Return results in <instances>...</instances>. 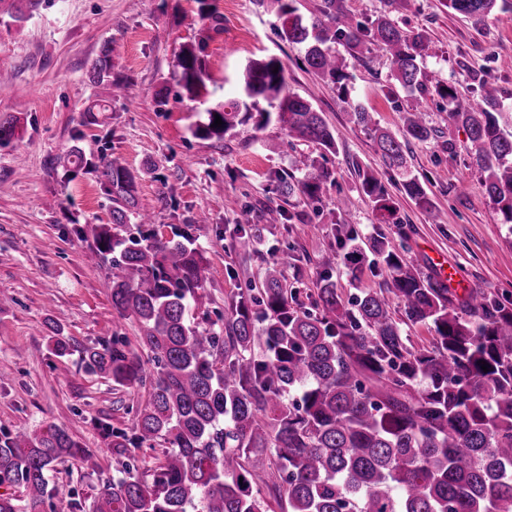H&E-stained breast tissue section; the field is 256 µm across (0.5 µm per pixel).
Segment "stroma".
I'll use <instances>...</instances> for the list:
<instances>
[{
  "mask_svg": "<svg viewBox=\"0 0 512 512\" xmlns=\"http://www.w3.org/2000/svg\"><path fill=\"white\" fill-rule=\"evenodd\" d=\"M221 22L203 31L198 0H43L21 22L0 19V118L17 117L15 139L0 147V430L64 427L92 450L99 468L90 472L72 459L48 475L55 499L90 506L102 479L123 469V458L106 448L100 425L131 426L132 405L145 396L90 374L83 348L125 337L136 343L135 323L112 311L109 263L91 265L92 224L112 221V201L95 174L71 173L58 159L72 146L87 157L117 158L138 176L141 212L164 237L187 232L208 260L202 307L220 311L238 289L259 287L272 252L293 248L281 265L289 287L314 294L321 254L336 245L330 219L342 214L361 240L385 234L427 275L439 265L455 268L472 289L512 299V228L502 224L486 195L465 130L452 122L447 100L432 96L427 112L438 140L411 146L408 164L424 180L432 202L418 208L401 192L393 197L402 224L381 223L358 189L355 166L380 177L390 173L370 135L355 127L332 86L299 67L301 51L282 42L274 18L252 0H210ZM357 21L385 13L405 31H426L428 54L421 67L431 80L454 84L460 100L477 98L483 82L504 92L512 111V13L481 25L448 10L444 0H343ZM207 34L204 86L189 99L173 74L183 46ZM119 50L112 81L101 86L87 71L105 42ZM273 56L285 67L288 87L323 112L338 149L326 153L288 138L276 125L257 131L238 127L223 140L194 136L208 109L236 98L248 59ZM354 101L374 112L380 126L401 128L400 112L414 96L390 94L392 64L379 46L347 56ZM104 111H95V104ZM452 150L441 148L442 141ZM333 172L321 198L302 196L281 204L276 173L292 168L297 154ZM283 205L286 221L272 226L244 256L224 228L242 211ZM73 339L66 357L53 349V333ZM68 370L56 377V368Z\"/></svg>",
  "mask_w": 512,
  "mask_h": 512,
  "instance_id": "stroma-1",
  "label": "stroma"
}]
</instances>
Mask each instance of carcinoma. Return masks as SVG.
Returning a JSON list of instances; mask_svg holds the SVG:
<instances>
[{
  "mask_svg": "<svg viewBox=\"0 0 512 512\" xmlns=\"http://www.w3.org/2000/svg\"><path fill=\"white\" fill-rule=\"evenodd\" d=\"M39 2L0 0V15L23 20ZM253 3L276 17L281 40L301 48L305 69L336 88L350 121L371 135L399 177V191L428 207L425 183L405 153L411 142L435 139L427 113L418 103L402 112L399 137L382 128L373 112L351 101L345 60L335 49L381 46L400 87L425 95L426 35L405 32L387 15L356 22L341 0H320L309 18L299 0ZM445 6L477 23L512 12V0H445ZM206 40L184 46L179 57L178 81L192 97L203 86ZM114 51L106 43L91 63L93 84L110 82ZM438 92L454 104L449 119L466 131L502 223L512 224V113L501 91L485 82L479 98L465 103L448 85ZM207 114L194 128L201 139H221L256 117L259 127L274 121L288 137L336 152L322 113L288 90L284 67L273 57L248 60L240 98ZM217 115L220 127L213 126ZM17 123L0 119V146L13 141ZM67 162L74 174L95 169L112 195V225H95L86 258L109 262L112 309L137 325L138 345L147 351L142 357L119 336L83 351L89 372L147 392L131 427H101L106 445L129 463L101 485L93 512H269L261 496L268 485L283 491L281 512H512L511 299L460 294L420 272L386 237L364 247L357 231L338 220L337 250L321 255L323 274L310 303L286 288L273 261L261 286L237 292L214 322L196 312L208 264L190 236L120 234L134 214L141 224L150 220L138 213L135 174L116 158L94 162L78 147ZM295 167L302 178L276 175L285 198L317 199L333 182L329 170L304 155ZM355 172L382 223H401L384 182L359 165ZM282 217L283 209L268 207L263 223L246 218L224 232L237 251L251 254L266 225ZM338 261L368 267L385 287L345 299L328 275ZM416 324L432 332L419 351L408 347L402 329ZM158 448L153 466L141 471L131 463L135 452ZM270 448L272 474L252 461ZM66 459L98 467L95 454L57 425L1 432L0 488L20 487L25 498L17 504L0 494V512H72L73 503L56 504L48 490V473Z\"/></svg>",
  "mask_w": 512,
  "mask_h": 512,
  "instance_id": "cac0c4a2",
  "label": "carcinoma"
}]
</instances>
